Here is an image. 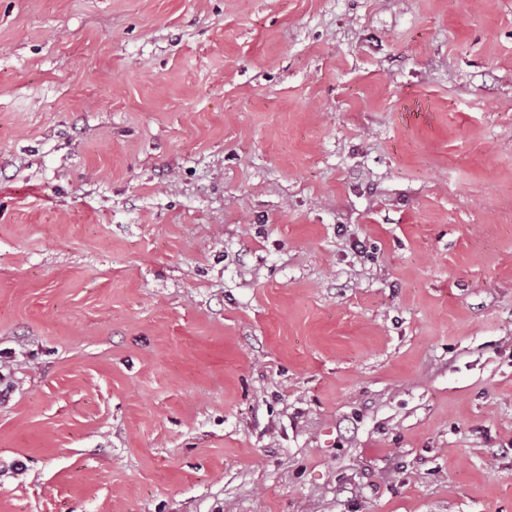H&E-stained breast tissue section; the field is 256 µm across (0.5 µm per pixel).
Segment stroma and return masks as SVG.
Here are the masks:
<instances>
[{"label": "stroma", "mask_w": 512, "mask_h": 512, "mask_svg": "<svg viewBox=\"0 0 512 512\" xmlns=\"http://www.w3.org/2000/svg\"><path fill=\"white\" fill-rule=\"evenodd\" d=\"M0 512H512V0H0Z\"/></svg>", "instance_id": "35a3bbf8"}]
</instances>
